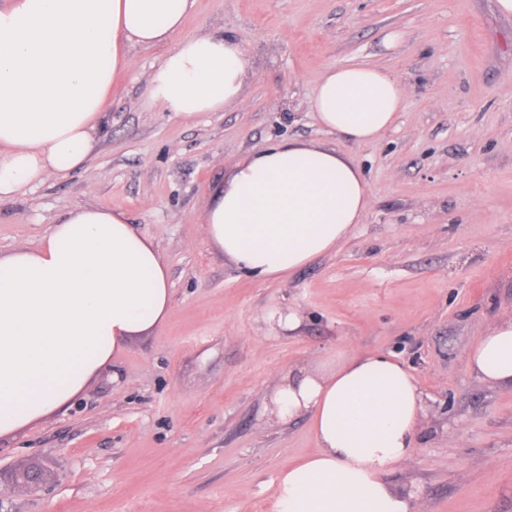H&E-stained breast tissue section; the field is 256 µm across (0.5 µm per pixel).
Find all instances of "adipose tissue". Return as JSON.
Instances as JSON below:
<instances>
[{"label": "adipose tissue", "mask_w": 512, "mask_h": 512, "mask_svg": "<svg viewBox=\"0 0 512 512\" xmlns=\"http://www.w3.org/2000/svg\"><path fill=\"white\" fill-rule=\"evenodd\" d=\"M195 0H8L0 5V199L86 165L130 50L167 46L150 99L184 122L242 97L249 62L233 37L182 35ZM401 82L350 63L310 98L317 124L353 142L380 138L401 112ZM371 206L345 153L292 140L236 162L202 216L208 243L276 281L333 252ZM168 268L125 213L78 207L35 247L0 254V438L64 408L117 350L163 324ZM481 381L512 385V317L466 353ZM424 413L413 374L377 352L283 375L270 418L308 417L317 451L283 470L278 512H411L386 480L409 459Z\"/></svg>", "instance_id": "ef3b65f1"}]
</instances>
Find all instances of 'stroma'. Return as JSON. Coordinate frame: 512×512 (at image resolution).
<instances>
[{
	"mask_svg": "<svg viewBox=\"0 0 512 512\" xmlns=\"http://www.w3.org/2000/svg\"><path fill=\"white\" fill-rule=\"evenodd\" d=\"M182 32L241 43L240 104L176 119L149 103L164 47L134 48L86 165L0 200L1 254L39 245L73 208L124 212L172 295L168 319L70 406L0 439V512H278V475L316 441L307 419L269 421L274 382L357 351L403 363L426 402L388 482L423 512H512V385L465 363L512 316V15L495 0H195ZM351 62L404 89L373 142L324 131L307 108ZM288 140L350 156L371 207L336 252L266 281L218 254L201 216L234 163ZM288 309L292 331L272 318ZM32 459L36 493L9 482Z\"/></svg>",
	"mask_w": 512,
	"mask_h": 512,
	"instance_id": "1",
	"label": "stroma"
}]
</instances>
